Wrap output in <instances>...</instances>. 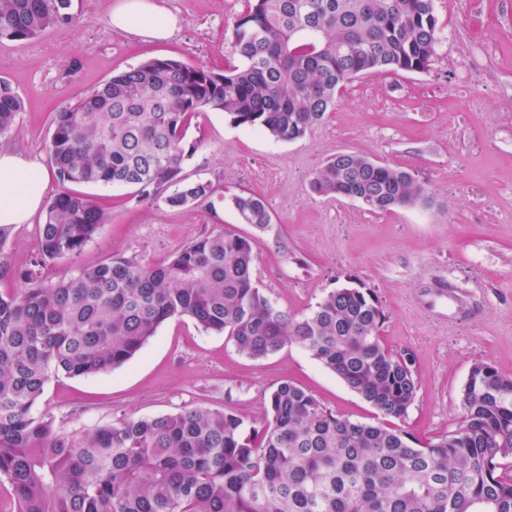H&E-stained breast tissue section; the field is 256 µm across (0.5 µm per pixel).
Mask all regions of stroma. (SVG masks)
I'll list each match as a JSON object with an SVG mask.
<instances>
[{
	"label": "stroma",
	"instance_id": "obj_1",
	"mask_svg": "<svg viewBox=\"0 0 512 512\" xmlns=\"http://www.w3.org/2000/svg\"><path fill=\"white\" fill-rule=\"evenodd\" d=\"M179 18L166 40L121 36L109 25L116 0H73L77 23L25 40H0V81L22 101L0 145L47 161L55 112L121 71L155 57L209 69L235 64L231 35L246 0H161ZM436 57L428 71H371L343 88L327 119L304 138L279 142L197 112L187 141L196 153L184 175L208 197L172 208L121 186L85 187L109 215L77 259L50 260L44 281L119 255L161 263L202 235L230 231L256 241L259 287L301 316L354 277L378 298L383 342L414 356L419 389L401 421L419 440L462 418L459 392L478 362L512 376V0H436ZM342 151L410 169L423 184L420 204L374 213L310 188L315 170ZM261 198L273 215L260 231L230 205L240 193ZM33 223L14 226L0 255L14 270L39 254ZM305 387L338 416L373 422L377 411L309 352L289 345L247 358L227 336L189 318L163 323L130 362L89 378L54 377L39 410L83 434L126 418L186 408L230 410L262 428L273 389Z\"/></svg>",
	"mask_w": 512,
	"mask_h": 512
}]
</instances>
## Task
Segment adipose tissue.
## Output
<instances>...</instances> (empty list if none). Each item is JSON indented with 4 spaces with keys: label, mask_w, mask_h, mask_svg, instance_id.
Instances as JSON below:
<instances>
[{
    "label": "adipose tissue",
    "mask_w": 512,
    "mask_h": 512,
    "mask_svg": "<svg viewBox=\"0 0 512 512\" xmlns=\"http://www.w3.org/2000/svg\"><path fill=\"white\" fill-rule=\"evenodd\" d=\"M114 32L168 38L178 19L159 0H118L109 15ZM49 168L0 145V227L31 223L51 184Z\"/></svg>",
    "instance_id": "obj_1"
}]
</instances>
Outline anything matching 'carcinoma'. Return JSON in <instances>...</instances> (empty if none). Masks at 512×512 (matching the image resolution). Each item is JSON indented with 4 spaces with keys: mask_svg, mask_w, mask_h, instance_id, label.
Segmentation results:
<instances>
[{
    "mask_svg": "<svg viewBox=\"0 0 512 512\" xmlns=\"http://www.w3.org/2000/svg\"><path fill=\"white\" fill-rule=\"evenodd\" d=\"M434 2L247 0L232 29L239 63L216 72L152 58L55 113L48 153L63 190L45 206L39 259L25 271L0 261V280L24 283L0 292V476L18 512H512V377L473 365L458 426L415 440L398 425L417 396L412 358L383 343L384 311L353 278L292 317L258 287L253 238L226 231L164 263L112 256L51 283L36 271L78 256L108 221L74 185L128 186L142 199L170 188L171 207L204 199L209 186L183 175L198 148L185 141L194 113L210 108L237 127L293 142L336 107L352 78L429 70ZM70 6L0 0V39L73 24ZM20 110L0 82V135ZM311 190L379 213L425 198L410 170L357 152L328 159ZM231 204L244 224H272L254 195ZM183 316L229 336L248 358L302 347L383 420L339 417L289 381L271 392L261 430H246L232 411L195 407L78 435L35 411L51 376L107 373Z\"/></svg>",
    "mask_w": 512,
    "mask_h": 512,
    "instance_id": "cac0c4a2",
    "label": "carcinoma"
}]
</instances>
